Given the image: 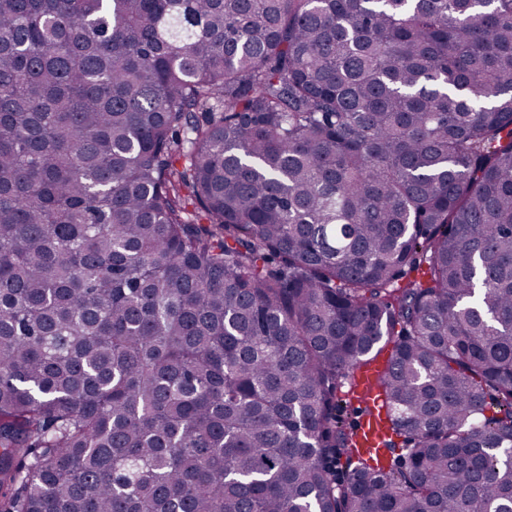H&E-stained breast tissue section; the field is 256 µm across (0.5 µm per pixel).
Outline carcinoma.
Returning a JSON list of instances; mask_svg holds the SVG:
<instances>
[{
    "instance_id": "obj_1",
    "label": "carcinoma",
    "mask_w": 512,
    "mask_h": 512,
    "mask_svg": "<svg viewBox=\"0 0 512 512\" xmlns=\"http://www.w3.org/2000/svg\"><path fill=\"white\" fill-rule=\"evenodd\" d=\"M510 454L512 0H0V512H512ZM378 369H366L356 373L353 379V390L358 397L359 415L357 416L355 406L348 407L344 412V424L347 429L353 427L356 434L359 450L365 455L384 454V441L387 438L388 428L386 416L380 406V399L377 394L379 390L377 381Z\"/></svg>"
}]
</instances>
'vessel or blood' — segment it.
Returning a JSON list of instances; mask_svg holds the SVG:
<instances>
[{
	"instance_id": "obj_1",
	"label": "vessel or blood",
	"mask_w": 512,
	"mask_h": 512,
	"mask_svg": "<svg viewBox=\"0 0 512 512\" xmlns=\"http://www.w3.org/2000/svg\"><path fill=\"white\" fill-rule=\"evenodd\" d=\"M378 370L366 369L356 373L353 390L358 398L359 415L353 427L358 447L363 454H384L388 428L386 416L377 394Z\"/></svg>"
}]
</instances>
